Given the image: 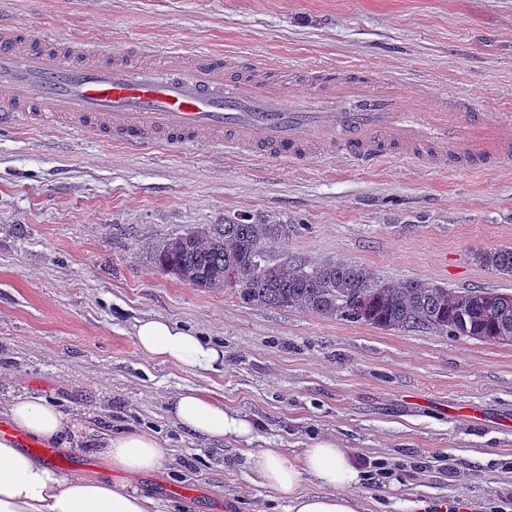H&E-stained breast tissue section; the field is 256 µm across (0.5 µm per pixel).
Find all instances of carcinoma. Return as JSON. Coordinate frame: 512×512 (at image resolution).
Wrapping results in <instances>:
<instances>
[{
    "mask_svg": "<svg viewBox=\"0 0 512 512\" xmlns=\"http://www.w3.org/2000/svg\"><path fill=\"white\" fill-rule=\"evenodd\" d=\"M289 232L288 224L250 217L206 224L164 240L154 250V261L186 285L230 288L258 306L300 309L377 328H431L490 343L512 339L511 293L384 281L343 260L310 267L272 258ZM475 260L488 270L512 274L510 247L478 252Z\"/></svg>",
    "mask_w": 512,
    "mask_h": 512,
    "instance_id": "cac0c4a2",
    "label": "carcinoma"
}]
</instances>
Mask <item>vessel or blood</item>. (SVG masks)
I'll return each instance as SVG.
<instances>
[{"mask_svg": "<svg viewBox=\"0 0 512 512\" xmlns=\"http://www.w3.org/2000/svg\"><path fill=\"white\" fill-rule=\"evenodd\" d=\"M58 127L146 153L191 143L291 165L315 153L371 165L412 158L433 169L512 159V123L488 121L469 99L392 78L311 67L301 77L257 59L132 45L120 53L0 22V129ZM0 435L51 462L55 448Z\"/></svg>", "mask_w": 512, "mask_h": 512, "instance_id": "obj_1", "label": "vessel or blood"}]
</instances>
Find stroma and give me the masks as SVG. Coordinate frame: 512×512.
I'll use <instances>...</instances> for the list:
<instances>
[{
	"label": "stroma",
	"instance_id": "35a3bbf8",
	"mask_svg": "<svg viewBox=\"0 0 512 512\" xmlns=\"http://www.w3.org/2000/svg\"><path fill=\"white\" fill-rule=\"evenodd\" d=\"M0 18L121 52L207 45L293 68L392 76L512 115V0H0ZM248 214L297 228L279 259H341L385 281L512 293L474 253L512 247V161L490 169L295 166L188 145L141 154L64 129L0 134V393L45 397L119 434L154 435L172 464L138 479L166 512H287L247 451L295 458L334 438L394 478L357 486L359 512H512V343L386 330L249 304L163 273L153 249ZM163 317L224 350L192 374L143 355ZM195 387L250 419L252 440H205L169 401Z\"/></svg>",
	"mask_w": 512,
	"mask_h": 512
}]
</instances>
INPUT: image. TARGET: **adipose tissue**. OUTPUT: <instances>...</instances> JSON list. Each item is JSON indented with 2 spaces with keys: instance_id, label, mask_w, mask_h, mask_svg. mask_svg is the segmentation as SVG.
<instances>
[{
  "instance_id": "obj_1",
  "label": "adipose tissue",
  "mask_w": 512,
  "mask_h": 512,
  "mask_svg": "<svg viewBox=\"0 0 512 512\" xmlns=\"http://www.w3.org/2000/svg\"><path fill=\"white\" fill-rule=\"evenodd\" d=\"M133 338L140 352L192 372H216L224 365L222 348L165 318L137 320ZM170 413L188 432L210 439L234 436L251 439L252 424L224 409L195 388L185 389L174 400ZM10 423L46 443L69 447L86 430L81 417L64 415L41 396H13L6 406ZM97 453L122 482L80 472L63 473L0 437V512H164L160 500L134 488L142 475L164 470L169 458L156 439L144 432H100ZM252 480L288 502V512H357L352 493L359 481L348 449L326 437L287 459L279 449L266 448L248 455ZM313 477L321 493L300 489L304 477Z\"/></svg>"
}]
</instances>
